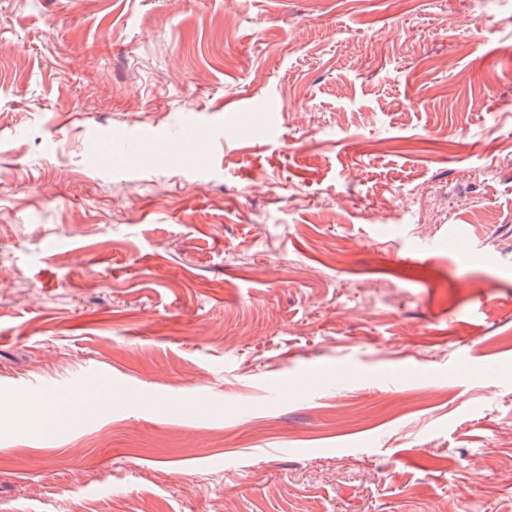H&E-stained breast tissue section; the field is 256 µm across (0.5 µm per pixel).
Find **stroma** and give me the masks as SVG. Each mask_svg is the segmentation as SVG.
<instances>
[{"mask_svg": "<svg viewBox=\"0 0 512 512\" xmlns=\"http://www.w3.org/2000/svg\"><path fill=\"white\" fill-rule=\"evenodd\" d=\"M0 512H512V0H0ZM112 404L108 397L98 386L89 387L75 401L60 404L54 399H46L34 405L37 412L48 413L51 416L92 417L97 416Z\"/></svg>", "mask_w": 512, "mask_h": 512, "instance_id": "1", "label": "stroma"}]
</instances>
